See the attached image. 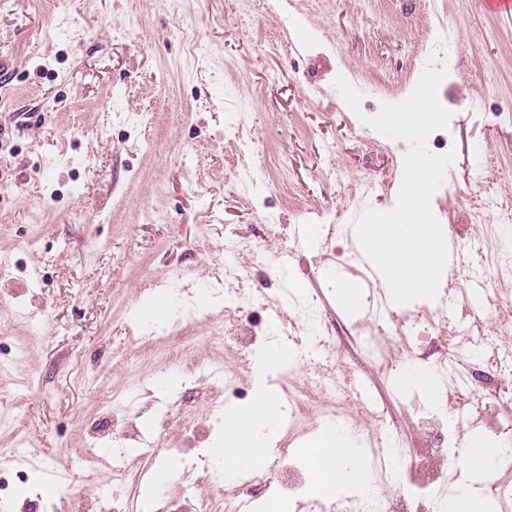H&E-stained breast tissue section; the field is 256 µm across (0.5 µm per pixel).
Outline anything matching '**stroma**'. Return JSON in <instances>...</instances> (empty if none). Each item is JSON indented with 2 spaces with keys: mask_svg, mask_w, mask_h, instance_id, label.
<instances>
[{
  "mask_svg": "<svg viewBox=\"0 0 512 512\" xmlns=\"http://www.w3.org/2000/svg\"><path fill=\"white\" fill-rule=\"evenodd\" d=\"M437 50L452 117L428 147L456 158L431 206L443 233L482 238L494 218L474 221L469 192L512 201V122L497 117L512 108V23L483 0H0V407L21 420L0 424V448H27L35 471L0 512H136L167 463L141 443L163 421L179 440L188 419L201 428L178 467L194 471L193 497L176 477L160 496L195 512L213 493L221 410L248 404L261 379L287 400L315 366L365 386L361 403L315 404L359 421L364 455L389 431L415 450L427 399L380 369L401 336L377 326L369 293L347 308L327 278L362 280L350 229L366 209H393L403 178L407 143L365 120L407 98ZM228 239L239 251L225 253ZM228 264L246 278L225 280ZM238 288L260 303L225 313ZM295 290L315 296L342 364L258 375L232 335L306 340ZM160 292L193 319L147 330L140 311ZM219 366L235 391L215 383ZM510 388L512 375L484 382L483 419L458 438L496 432ZM312 438L280 421L269 468L293 471ZM92 443L102 468L90 479L79 457ZM116 451L131 477L113 479Z\"/></svg>",
  "mask_w": 512,
  "mask_h": 512,
  "instance_id": "stroma-1",
  "label": "stroma"
}]
</instances>
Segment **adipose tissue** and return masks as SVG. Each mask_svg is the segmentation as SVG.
Wrapping results in <instances>:
<instances>
[{"label": "adipose tissue", "instance_id": "obj_1", "mask_svg": "<svg viewBox=\"0 0 512 512\" xmlns=\"http://www.w3.org/2000/svg\"><path fill=\"white\" fill-rule=\"evenodd\" d=\"M281 402L269 389L260 388L250 403L227 412L224 438L209 448L212 457L223 460L224 475L260 468L269 452L268 438L278 425ZM501 449L482 436H472L460 461V487L439 503L440 512H495L489 497L476 490L479 482L491 481L498 470ZM305 455L313 475L312 489L323 496L353 487L368 486L362 453L339 425L322 430L308 445Z\"/></svg>", "mask_w": 512, "mask_h": 512}]
</instances>
